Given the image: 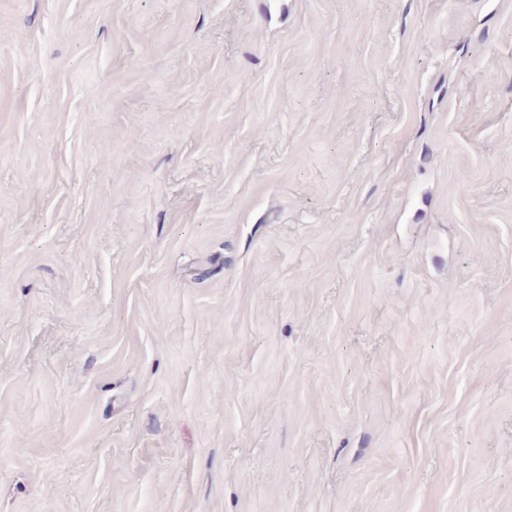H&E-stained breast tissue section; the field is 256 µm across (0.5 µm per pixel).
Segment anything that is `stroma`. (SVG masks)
Returning a JSON list of instances; mask_svg holds the SVG:
<instances>
[{"label":"stroma","mask_w":512,"mask_h":512,"mask_svg":"<svg viewBox=\"0 0 512 512\" xmlns=\"http://www.w3.org/2000/svg\"><path fill=\"white\" fill-rule=\"evenodd\" d=\"M0 512H512V0H0Z\"/></svg>","instance_id":"35a3bbf8"}]
</instances>
